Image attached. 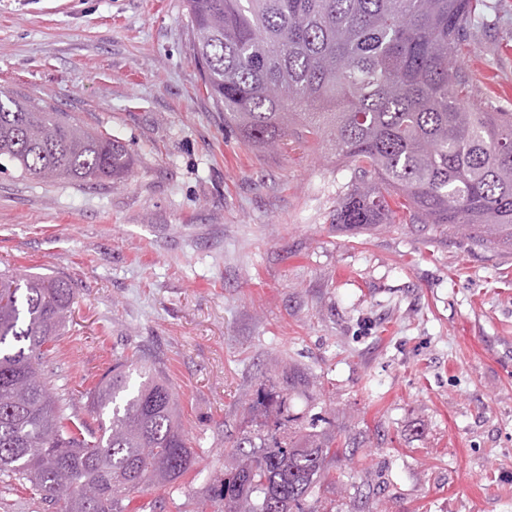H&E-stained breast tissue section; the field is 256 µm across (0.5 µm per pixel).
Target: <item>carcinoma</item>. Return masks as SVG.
<instances>
[{"instance_id":"carcinoma-1","label":"carcinoma","mask_w":512,"mask_h":512,"mask_svg":"<svg viewBox=\"0 0 512 512\" xmlns=\"http://www.w3.org/2000/svg\"><path fill=\"white\" fill-rule=\"evenodd\" d=\"M206 91L224 123L265 148L288 136L325 141L356 185L336 223L408 220L512 250V112H477L459 64L486 0H184ZM120 181L132 168L113 136L0 89V171ZM68 280L0 270V472L29 483L54 512H140L132 494L173 484L193 452L159 369L132 385L116 361L91 392L98 428L84 436L61 412L41 360L66 328ZM301 374L256 392L251 418L226 437L241 463L210 489L224 512H312L307 503L347 456L292 411ZM385 482L354 486V500Z\"/></svg>"}]
</instances>
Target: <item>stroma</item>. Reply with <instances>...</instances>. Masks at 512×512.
Instances as JSON below:
<instances>
[{
	"mask_svg": "<svg viewBox=\"0 0 512 512\" xmlns=\"http://www.w3.org/2000/svg\"><path fill=\"white\" fill-rule=\"evenodd\" d=\"M467 31L469 101L512 112V0ZM0 86L118 138L124 181L0 173V269L61 276L73 319L42 368L71 420L113 363L158 358L193 467L137 495L197 512L233 463L224 437L261 385L304 374L292 404L386 481L363 512H512V251L464 233L348 227L354 180L323 143H249L224 123L183 0H0ZM0 512H48L0 475Z\"/></svg>",
	"mask_w": 512,
	"mask_h": 512,
	"instance_id": "35a3bbf8",
	"label": "stroma"
}]
</instances>
